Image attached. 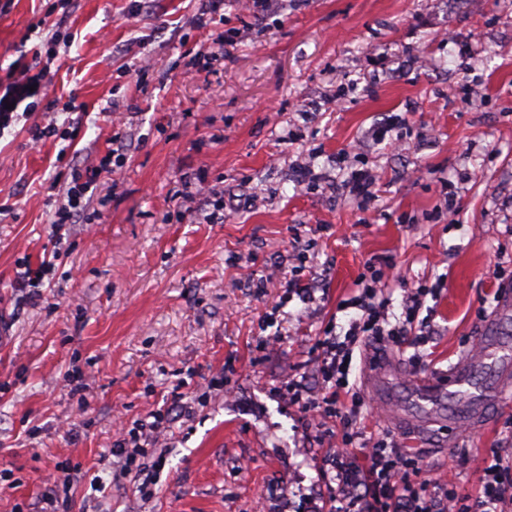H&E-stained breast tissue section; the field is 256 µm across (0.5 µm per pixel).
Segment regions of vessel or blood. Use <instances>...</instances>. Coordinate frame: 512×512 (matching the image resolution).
<instances>
[{
	"label": "vessel or blood",
	"instance_id": "vessel-or-blood-1",
	"mask_svg": "<svg viewBox=\"0 0 512 512\" xmlns=\"http://www.w3.org/2000/svg\"><path fill=\"white\" fill-rule=\"evenodd\" d=\"M510 316L512 298L505 296L494 321L480 329L474 350L442 374L403 369L388 350L378 351L364 383L384 422L415 432L443 417L466 429L481 427L486 412L512 390V356L493 334L495 320ZM486 364L491 367L490 380L475 384V373Z\"/></svg>",
	"mask_w": 512,
	"mask_h": 512
}]
</instances>
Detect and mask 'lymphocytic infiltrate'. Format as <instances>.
<instances>
[{"mask_svg": "<svg viewBox=\"0 0 512 512\" xmlns=\"http://www.w3.org/2000/svg\"><path fill=\"white\" fill-rule=\"evenodd\" d=\"M97 171H75L67 202L55 209L56 224H78L85 215V195L92 189ZM389 286L381 270H373L370 284L362 285L347 303L360 315L342 335L326 336L319 343L317 360L322 391L310 395L298 380L288 383L294 404L336 421L344 435L343 448L330 465L336 487L322 512H512V430L499 448L482 458L478 487L468 493L425 470L415 454L388 433L367 435L359 422L364 401L349 382L356 348L368 342L420 349L433 334L428 319L420 318L421 292L406 298V317L392 323L384 314V292Z\"/></svg>", "mask_w": 512, "mask_h": 512, "instance_id": "lymphocytic-infiltrate-1", "label": "lymphocytic infiltrate"}]
</instances>
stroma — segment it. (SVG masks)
I'll use <instances>...</instances> for the list:
<instances>
[{
  "instance_id": "35a3bbf8",
  "label": "stroma",
  "mask_w": 512,
  "mask_h": 512,
  "mask_svg": "<svg viewBox=\"0 0 512 512\" xmlns=\"http://www.w3.org/2000/svg\"><path fill=\"white\" fill-rule=\"evenodd\" d=\"M205 9L0 0V80L45 71L28 122L58 129L0 137V512H40L58 465L76 473L73 512H310L341 438L288 382L319 390L317 346L358 316L340 302L369 264L394 263L398 318L411 289L440 285L422 307L435 371L471 352L512 285V0H224L206 23ZM390 118L400 150L367 143ZM105 162L84 223L52 229L72 167ZM359 169L377 177L365 208L332 188ZM301 261L308 301L288 290ZM117 414L164 421L133 451L150 488L108 453ZM487 419L405 444L472 491L512 407Z\"/></svg>"
}]
</instances>
